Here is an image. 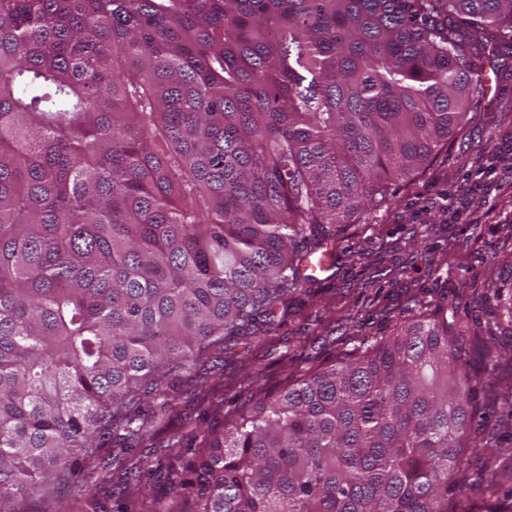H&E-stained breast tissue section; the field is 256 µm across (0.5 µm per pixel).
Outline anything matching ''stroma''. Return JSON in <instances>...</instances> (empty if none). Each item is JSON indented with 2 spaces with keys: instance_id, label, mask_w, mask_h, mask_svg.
I'll use <instances>...</instances> for the list:
<instances>
[{
  "instance_id": "stroma-1",
  "label": "stroma",
  "mask_w": 512,
  "mask_h": 512,
  "mask_svg": "<svg viewBox=\"0 0 512 512\" xmlns=\"http://www.w3.org/2000/svg\"><path fill=\"white\" fill-rule=\"evenodd\" d=\"M447 298L482 323L490 306L512 299V72L492 81L487 97L474 103L468 124L433 164L407 186L394 204L349 225L336 239V259L317 274L309 294L297 297L287 316L259 340L197 362L172 379V407L151 421L147 446L127 459L152 464L142 477L137 502L151 503L166 488L163 459L169 435L219 427L237 408L249 381L277 389L285 364L317 365L360 337L392 335L411 300ZM498 355L499 369L486 401L496 419L512 414V336L470 337L465 372L480 367L478 351ZM116 448L105 446L103 469L92 478L102 512H110L126 482Z\"/></svg>"
}]
</instances>
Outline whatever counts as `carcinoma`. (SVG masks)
<instances>
[{"mask_svg":"<svg viewBox=\"0 0 512 512\" xmlns=\"http://www.w3.org/2000/svg\"><path fill=\"white\" fill-rule=\"evenodd\" d=\"M512 59V0H0V512L261 339ZM443 301L167 445L152 512H460L491 465Z\"/></svg>","mask_w":512,"mask_h":512,"instance_id":"carcinoma-1","label":"carcinoma"}]
</instances>
